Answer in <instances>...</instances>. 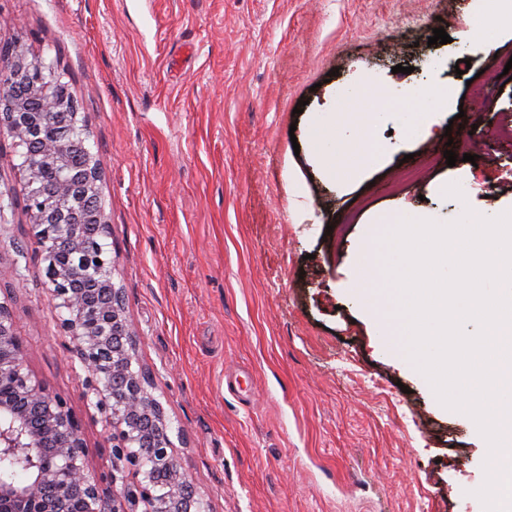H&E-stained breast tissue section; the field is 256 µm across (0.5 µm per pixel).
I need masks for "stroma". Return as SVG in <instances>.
<instances>
[{
	"instance_id": "obj_1",
	"label": "stroma",
	"mask_w": 512,
	"mask_h": 512,
	"mask_svg": "<svg viewBox=\"0 0 512 512\" xmlns=\"http://www.w3.org/2000/svg\"><path fill=\"white\" fill-rule=\"evenodd\" d=\"M487 13V0H0V42L68 71L139 364L208 512H484L489 448L474 421L388 350L350 285L380 221L512 211V142L468 163L445 134L512 126V33L494 55L464 42ZM437 27L450 43L429 44ZM355 83L359 110L381 118L341 185L315 131ZM448 86L416 137L399 117L417 109L405 90ZM17 151L0 138V302L104 475L112 442L58 327ZM430 158L425 179L396 184Z\"/></svg>"
}]
</instances>
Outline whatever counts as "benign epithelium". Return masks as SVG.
Here are the masks:
<instances>
[{
    "mask_svg": "<svg viewBox=\"0 0 512 512\" xmlns=\"http://www.w3.org/2000/svg\"><path fill=\"white\" fill-rule=\"evenodd\" d=\"M30 93L63 121L58 131L46 129L36 112L21 101L0 106V133L68 166L61 140L67 124L79 112L62 83L47 73L54 64L23 56L13 62ZM30 194L26 210L36 228L46 263L48 290L63 312L59 327L69 338L79 364L78 382L86 404L112 427V470L97 476L85 464V440L80 418L60 395L35 381L26 367L25 350L13 315L0 302V457L20 450L30 464L23 482L0 477V509L7 512H120L115 488L133 512H194L198 494L182 471L173 435L152 379L137 369L139 336L128 319L113 270L99 261L95 245L86 238L79 212L100 196L101 173L88 165L80 180L55 177L51 203L43 200L48 172L36 161L22 167ZM150 460L167 470L164 486L155 483L144 466ZM143 510H138V507Z\"/></svg>",
    "mask_w": 512,
    "mask_h": 512,
    "instance_id": "benign-epithelium-1",
    "label": "benign epithelium"
}]
</instances>
